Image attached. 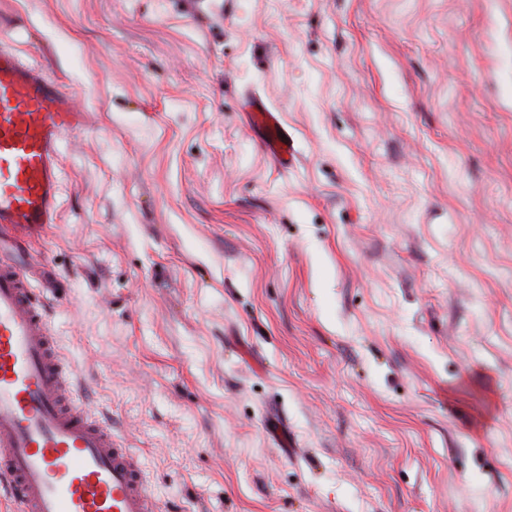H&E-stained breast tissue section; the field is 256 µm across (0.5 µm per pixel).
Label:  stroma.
Listing matches in <instances>:
<instances>
[{
	"mask_svg": "<svg viewBox=\"0 0 512 512\" xmlns=\"http://www.w3.org/2000/svg\"><path fill=\"white\" fill-rule=\"evenodd\" d=\"M0 40L86 114L0 257L161 512H512V0H0ZM247 106L249 125L259 130L260 140L266 152L279 167L287 170L295 159L293 139L283 126L279 114L272 112L261 98H251ZM282 134H285V137H282Z\"/></svg>",
	"mask_w": 512,
	"mask_h": 512,
	"instance_id": "35a3bbf8",
	"label": "stroma"
}]
</instances>
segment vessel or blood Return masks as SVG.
<instances>
[{"instance_id":"1","label":"vessel or blood","mask_w":512,"mask_h":512,"mask_svg":"<svg viewBox=\"0 0 512 512\" xmlns=\"http://www.w3.org/2000/svg\"><path fill=\"white\" fill-rule=\"evenodd\" d=\"M248 121L281 168L293 139L263 99ZM85 114L38 66L0 44V236L55 223L59 147ZM0 491L19 512H160L143 463L78 403L73 372L24 272L0 261Z\"/></svg>"}]
</instances>
